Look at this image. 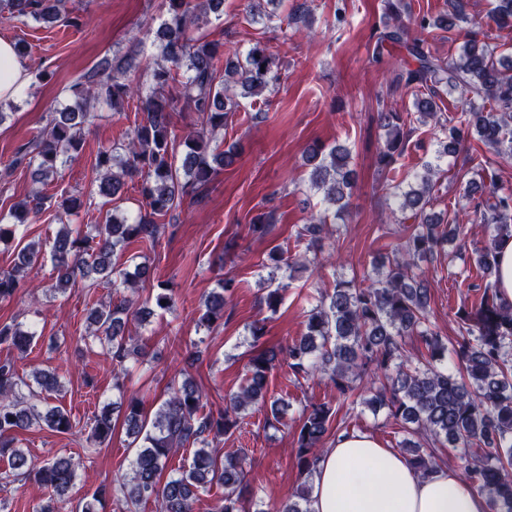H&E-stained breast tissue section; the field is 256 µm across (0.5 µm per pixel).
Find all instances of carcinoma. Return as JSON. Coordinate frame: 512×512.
<instances>
[{
  "label": "carcinoma",
  "instance_id": "obj_1",
  "mask_svg": "<svg viewBox=\"0 0 512 512\" xmlns=\"http://www.w3.org/2000/svg\"><path fill=\"white\" fill-rule=\"evenodd\" d=\"M61 0H0V8L14 17H31L54 23L59 19ZM223 0H161L166 18L157 29L163 62L156 63L149 91L133 83L132 64L114 57L97 65L86 83L71 87L72 104L51 113L47 124L17 152L14 163L33 168L36 183L55 179L59 170L76 157L84 146V127L104 106L115 109L137 100L142 113L128 142L103 150L95 161L96 194L109 200L118 196L121 177L144 174L140 194L145 212L128 222L112 214L97 224L71 223L83 202L74 197L61 200L37 191L14 205L10 221L0 219V243L17 239L23 226L38 214L53 210L62 225L49 244L29 242L21 246L14 265L0 271V300L13 297L30 280L44 255H49L55 274L51 291L64 293L82 283L87 288L97 281L134 288L149 279V266L138 263L134 271L121 267L119 258L135 242L151 247L158 243V219L175 209L184 196L207 187L218 170L232 165V147L219 150L215 136L224 130L229 117L241 107L240 99L254 97L278 80L276 54L270 47L255 44L241 57L224 50V44L194 35L199 21L219 11ZM252 21L273 20L267 7L280 0H247ZM391 16L377 41L375 58L384 44L405 50L411 61L400 66L398 79L414 95L415 111L380 113L385 140L378 153V165L393 170L404 151L407 126L434 123L438 131L437 155L455 154L474 135L500 157H512V63L496 57L497 46L479 39L470 29L457 58L444 61L430 54L421 35L437 28L452 31L467 21L463 0H448V11L436 18L413 14L409 4L402 9L389 3ZM491 19L498 27L512 26V0H496ZM176 93L166 96V88ZM457 92L470 108L465 118L445 114L440 105L444 92ZM193 112L198 123L187 135L175 134L177 112ZM311 166L310 186L323 192L324 199L341 211L348 206L353 188L350 153L342 146L327 147L316 142L305 152ZM437 168L428 162L416 175L420 187L393 193L397 208L412 211L414 229L397 244L386 261L373 268L372 283L338 279L332 290L321 293L319 305L307 315L306 332L298 342L255 353L239 391L224 397V411L203 413L204 394L191 378L169 386V397L148 419L142 401L130 398L118 408L106 407L95 419L91 439L100 445L112 437V413L123 414L126 432L137 448L130 463L129 482L113 488V497L123 503L124 512L148 501L156 512H193V502L215 483L224 495L214 499L210 512H310V489L302 483L295 493L278 505L260 509L254 499L244 500L246 484L244 459L227 457L219 461L210 447L215 439L240 426L252 405L269 407L272 420L285 412V404L267 399V373L276 367L278 356L286 355L295 380L319 371L336 388V400L346 402L356 382L381 375L376 395L365 400L368 407L387 409V418L404 425L409 439L402 451L421 471L436 463L437 451L450 444L461 451L467 480L486 495L492 512H512V304L502 301L496 283L470 284L475 300L458 309L460 340L450 346L436 331L427 308L430 288L423 275L415 272L417 261L433 255L445 242L459 235L458 224H442L426 213L434 205L432 194ZM481 223L494 229L490 245L478 254L476 265L492 275L497 269V242L512 237V190L497 186L490 178L489 196L476 205ZM273 215L261 213L249 230L263 237L269 233ZM327 216L313 217L298 231L297 240H307L295 262L314 265L309 256L320 239ZM261 301L271 311L281 304L289 283L276 282ZM237 284L227 278L205 299L199 326L206 329L224 322V305ZM135 318L131 305L123 301L94 308L88 316L93 327L84 340L109 345L112 363L129 373L126 363L138 348L126 337ZM35 332L18 323L0 324V346L23 354ZM415 336L425 352L413 358L405 354L406 339ZM59 388L54 372L44 369L30 383L20 377L15 363L0 362V456H8L9 468L18 475L35 474L49 496L39 512H57L56 504L69 491L74 479L68 458L46 461L36 468L14 447L15 435L34 425L57 433H69L74 425L62 407L48 405ZM337 410L327 403L303 408L297 431L295 459L299 472L311 477L319 457L318 444L335 421ZM194 447L187 464L177 473L166 474L176 450Z\"/></svg>",
  "mask_w": 512,
  "mask_h": 512
}]
</instances>
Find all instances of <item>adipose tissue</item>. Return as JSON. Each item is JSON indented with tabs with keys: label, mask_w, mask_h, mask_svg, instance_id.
<instances>
[{
	"label": "adipose tissue",
	"mask_w": 512,
	"mask_h": 512,
	"mask_svg": "<svg viewBox=\"0 0 512 512\" xmlns=\"http://www.w3.org/2000/svg\"><path fill=\"white\" fill-rule=\"evenodd\" d=\"M30 75L11 41L0 39V99L19 95ZM310 512H490L488 498L450 467L415 468L374 436L339 434L319 456Z\"/></svg>",
	"instance_id": "adipose-tissue-1"
}]
</instances>
